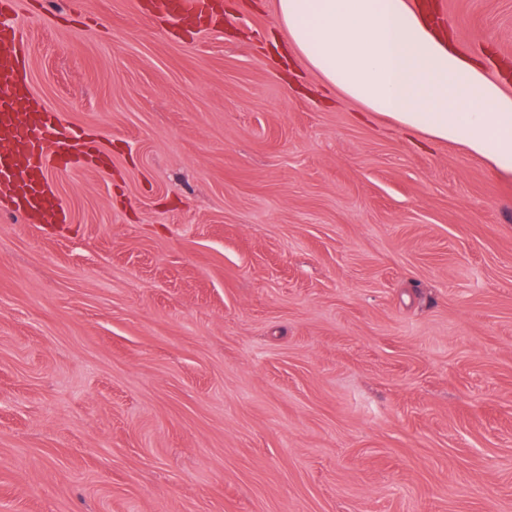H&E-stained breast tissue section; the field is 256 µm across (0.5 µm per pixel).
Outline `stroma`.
Wrapping results in <instances>:
<instances>
[{
    "mask_svg": "<svg viewBox=\"0 0 512 512\" xmlns=\"http://www.w3.org/2000/svg\"><path fill=\"white\" fill-rule=\"evenodd\" d=\"M95 140L0 199V512H512V176L362 111L275 0H16ZM512 66V0H421ZM201 0H152L156 7L166 14L177 18L180 25L195 27L198 31L208 29L212 24L214 28L223 26V17H205L202 8L199 7ZM212 18V19H211Z\"/></svg>",
    "mask_w": 512,
    "mask_h": 512,
    "instance_id": "1",
    "label": "stroma"
}]
</instances>
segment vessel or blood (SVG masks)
<instances>
[{
    "label": "vessel or blood",
    "instance_id": "obj_1",
    "mask_svg": "<svg viewBox=\"0 0 512 512\" xmlns=\"http://www.w3.org/2000/svg\"><path fill=\"white\" fill-rule=\"evenodd\" d=\"M16 0H0V197L25 217L67 219V211L44 176L46 168H68L92 156L94 148L64 124L34 94L29 73L30 49L20 28L10 23ZM179 24L203 30L222 27L205 17L200 0H153Z\"/></svg>",
    "mask_w": 512,
    "mask_h": 512
}]
</instances>
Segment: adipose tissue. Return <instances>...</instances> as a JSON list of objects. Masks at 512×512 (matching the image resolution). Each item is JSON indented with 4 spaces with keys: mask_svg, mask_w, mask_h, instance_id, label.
<instances>
[{
    "mask_svg": "<svg viewBox=\"0 0 512 512\" xmlns=\"http://www.w3.org/2000/svg\"><path fill=\"white\" fill-rule=\"evenodd\" d=\"M295 56L366 112L512 175V81L409 0H276Z\"/></svg>",
    "mask_w": 512,
    "mask_h": 512,
    "instance_id": "ef3b65f1",
    "label": "adipose tissue"
}]
</instances>
